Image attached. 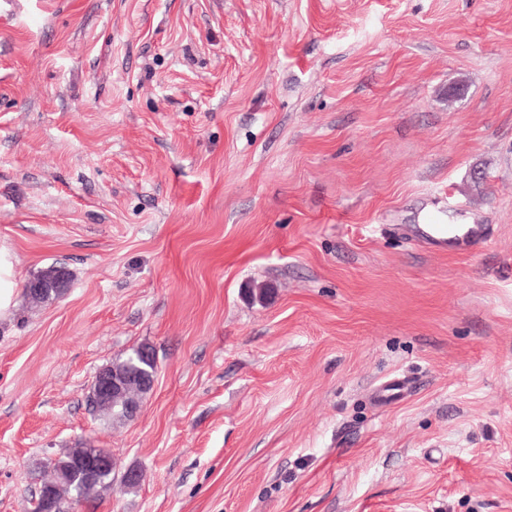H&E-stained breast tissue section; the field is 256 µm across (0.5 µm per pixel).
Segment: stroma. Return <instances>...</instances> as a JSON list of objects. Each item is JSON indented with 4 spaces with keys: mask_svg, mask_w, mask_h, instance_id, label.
<instances>
[{
    "mask_svg": "<svg viewBox=\"0 0 512 512\" xmlns=\"http://www.w3.org/2000/svg\"><path fill=\"white\" fill-rule=\"evenodd\" d=\"M0 245V512L79 446L77 512H512V0H16ZM469 226L466 224H428L426 233L433 237L447 235L449 244L468 245L478 235V229ZM17 282L13 256L0 246V320L9 318L16 306ZM69 285V274L65 269L58 268V271L54 273L51 278L35 277L28 284V295L33 300L44 299L52 289H56L59 292L58 298L62 297ZM56 298L54 293H51L49 298ZM145 350H148L149 352H152L154 354L152 348L143 345L138 347L137 349H134L123 359L113 362L111 364L112 368L115 369L117 373L127 376L129 380H139L140 378H142L144 370L155 369V366L153 363H151L150 358L144 353H142V351ZM156 377L157 371H154L150 377H145L141 379V386L143 392L145 390H149L147 392L148 394L153 389ZM129 385L128 381L118 378L117 375L112 376V371L106 366L95 379L94 386L89 394L90 406L94 408L100 404L112 403L122 398L126 394Z\"/></svg>",
    "mask_w": 512,
    "mask_h": 512,
    "instance_id": "stroma-1",
    "label": "stroma"
}]
</instances>
